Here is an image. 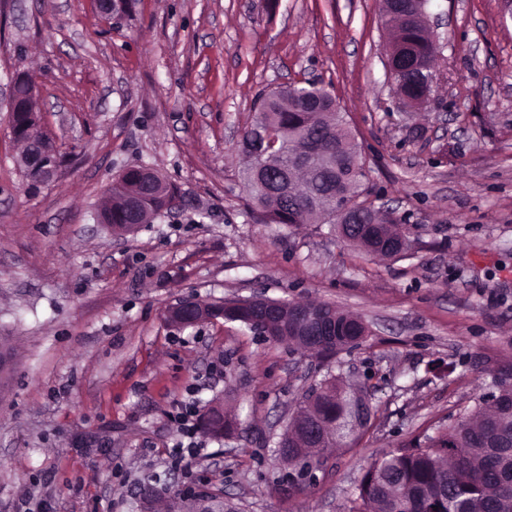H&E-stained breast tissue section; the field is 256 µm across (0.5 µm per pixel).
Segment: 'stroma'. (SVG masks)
I'll return each mask as SVG.
<instances>
[{
	"label": "stroma",
	"instance_id": "35a3bbf8",
	"mask_svg": "<svg viewBox=\"0 0 512 512\" xmlns=\"http://www.w3.org/2000/svg\"><path fill=\"white\" fill-rule=\"evenodd\" d=\"M0 0V88L38 90L63 163L29 181L0 103V512H138L139 488L218 493L227 512H346L362 473L447 427L512 364V17L499 0H430L437 70L404 107L384 64L380 0ZM313 80L363 146L368 198L395 209L404 256L370 255L330 224H266L245 208L238 142L260 92ZM176 206L119 239L95 221L130 165ZM326 302L370 328L323 362L245 326L176 331V298L254 291ZM367 389L359 438L309 473L275 448L303 392ZM215 403L237 429L186 439L176 407Z\"/></svg>",
	"mask_w": 512,
	"mask_h": 512
}]
</instances>
